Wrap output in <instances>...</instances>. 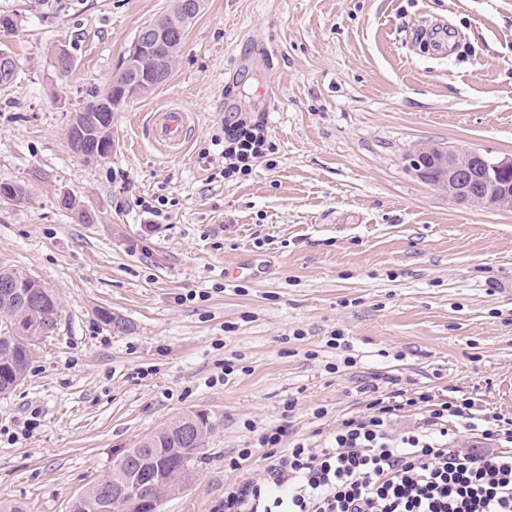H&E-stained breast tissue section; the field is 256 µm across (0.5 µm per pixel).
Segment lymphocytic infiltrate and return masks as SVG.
Segmentation results:
<instances>
[{
	"label": "lymphocytic infiltrate",
	"instance_id": "f902f5d3",
	"mask_svg": "<svg viewBox=\"0 0 512 512\" xmlns=\"http://www.w3.org/2000/svg\"><path fill=\"white\" fill-rule=\"evenodd\" d=\"M211 144L225 179L251 175L276 151L264 121L242 112ZM359 391L364 411L338 420L324 444L291 437L285 423L261 430L269 463L260 480L225 490L224 512H512V428L499 417L468 397L408 391L391 374ZM407 414L415 425L395 432ZM460 427L473 447H456Z\"/></svg>",
	"mask_w": 512,
	"mask_h": 512
}]
</instances>
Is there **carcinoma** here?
Masks as SVG:
<instances>
[{
	"label": "carcinoma",
	"instance_id": "obj_1",
	"mask_svg": "<svg viewBox=\"0 0 512 512\" xmlns=\"http://www.w3.org/2000/svg\"><path fill=\"white\" fill-rule=\"evenodd\" d=\"M203 0H174L169 12L155 19L162 27L175 26L171 33L185 39L192 20L199 14ZM179 48L169 44L140 52V55L124 57V65L136 69L142 83L139 95L152 93L155 89L156 72L169 73L175 65ZM115 90L107 86L93 93L89 101L75 112L71 126L84 127L90 133L89 147L83 156L107 159L112 155V97ZM27 278L35 284L36 304L31 317L16 325L21 310L12 306H0V393L16 387L26 377L31 349L43 338V326L47 319L57 322L60 303L53 289L46 287L27 273L14 269H0L1 279ZM211 425L199 413L185 414L175 422L151 434L131 449L130 453L115 468L93 483L81 499L74 500L70 512H90L88 504L112 494L116 483L126 479L134 481L130 497L139 505L124 507L126 512H142L144 504L151 500L162 502L165 489L170 483L188 481L192 476L193 461L189 457L200 447Z\"/></svg>",
	"mask_w": 512,
	"mask_h": 512
}]
</instances>
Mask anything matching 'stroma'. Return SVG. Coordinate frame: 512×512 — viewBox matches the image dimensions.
<instances>
[{"mask_svg":"<svg viewBox=\"0 0 512 512\" xmlns=\"http://www.w3.org/2000/svg\"><path fill=\"white\" fill-rule=\"evenodd\" d=\"M171 4L0 0L17 24L0 48L18 65L0 87V180L27 189L0 200V268L60 301L26 379L0 395V502L69 512L115 450L201 413L212 428L193 477L160 512H218L225 488L263 476L251 426L287 419L320 443L363 409L371 373L512 418V208L455 205L403 160L438 142L512 154V0H204L169 79L113 109L111 159L77 157L75 110ZM171 106L190 125L176 151L152 135ZM241 110L264 115L277 150L224 181L202 152ZM66 192L98 222L63 209ZM155 195L172 203L160 224L138 205ZM335 331L358 368L327 371ZM226 360L236 375L211 384Z\"/></svg>","mask_w":512,"mask_h":512,"instance_id":"stroma-1","label":"stroma"}]
</instances>
